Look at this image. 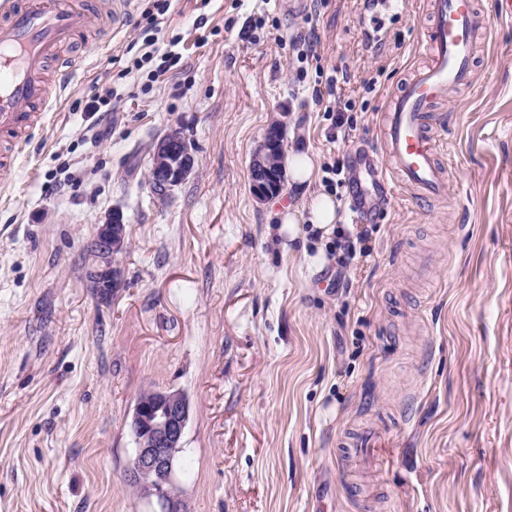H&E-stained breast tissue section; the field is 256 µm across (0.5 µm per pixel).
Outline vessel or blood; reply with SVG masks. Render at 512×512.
Returning a JSON list of instances; mask_svg holds the SVG:
<instances>
[{
    "mask_svg": "<svg viewBox=\"0 0 512 512\" xmlns=\"http://www.w3.org/2000/svg\"><path fill=\"white\" fill-rule=\"evenodd\" d=\"M432 24L430 61L416 69L391 96L383 113L381 162H370L371 182L386 184L395 171L399 185L436 197L447 185L438 161L439 107L451 90L473 85V45L487 34L492 17L511 18L512 0H428ZM100 0H0V179L12 174L32 128L45 118L56 90L47 63L88 30Z\"/></svg>",
    "mask_w": 512,
    "mask_h": 512,
    "instance_id": "b4317fda",
    "label": "vessel or blood"
}]
</instances>
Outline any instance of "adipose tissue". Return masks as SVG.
Segmentation results:
<instances>
[{"mask_svg": "<svg viewBox=\"0 0 512 512\" xmlns=\"http://www.w3.org/2000/svg\"><path fill=\"white\" fill-rule=\"evenodd\" d=\"M288 165L294 183L301 185L303 192L300 202L273 207L271 214L274 221L291 227L309 224L322 231L323 235H330L339 217L331 195L314 188L315 155L310 148L299 147L290 153Z\"/></svg>", "mask_w": 512, "mask_h": 512, "instance_id": "adipose-tissue-1", "label": "adipose tissue"}]
</instances>
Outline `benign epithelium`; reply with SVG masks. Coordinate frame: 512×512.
<instances>
[{"label":"benign epithelium","instance_id":"benign-epithelium-1","mask_svg":"<svg viewBox=\"0 0 512 512\" xmlns=\"http://www.w3.org/2000/svg\"><path fill=\"white\" fill-rule=\"evenodd\" d=\"M284 146L282 127L266 133L263 144L250 162V180L254 196L262 201L281 190L284 168L271 160ZM194 155L184 138L172 131L158 140L153 149L150 190L164 200L191 174ZM127 246V225L121 213L108 215L98 225L91 241L96 258L87 270L89 284L103 290L117 285L119 275L114 263ZM187 397L177 391H154L146 400L136 402L130 431L135 453L127 471V480L156 499L159 512H182L179 495L172 492L173 478L180 464L178 452L189 420Z\"/></svg>","mask_w":512,"mask_h":512}]
</instances>
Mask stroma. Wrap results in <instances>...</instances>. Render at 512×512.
<instances>
[{
	"instance_id": "35a3bbf8",
	"label": "stroma",
	"mask_w": 512,
	"mask_h": 512,
	"mask_svg": "<svg viewBox=\"0 0 512 512\" xmlns=\"http://www.w3.org/2000/svg\"><path fill=\"white\" fill-rule=\"evenodd\" d=\"M426 2L380 17L375 51L363 0H173L158 38L179 61L161 82L121 75L143 0H112L62 50L58 96L0 192V512H155L126 478L150 389L189 400L183 512H512V19L492 18L474 87L443 106V195L401 187L358 222L334 188L371 247L341 287L334 256L312 261L316 231H281L251 188L274 123L322 165L379 151L388 95L430 58ZM335 72L356 103L337 142L311 97ZM104 89L119 101L94 143L85 106ZM174 129L195 167L161 201L152 149ZM115 209L129 242L101 297L84 274ZM363 430L380 445L356 461L343 442Z\"/></svg>"
}]
</instances>
